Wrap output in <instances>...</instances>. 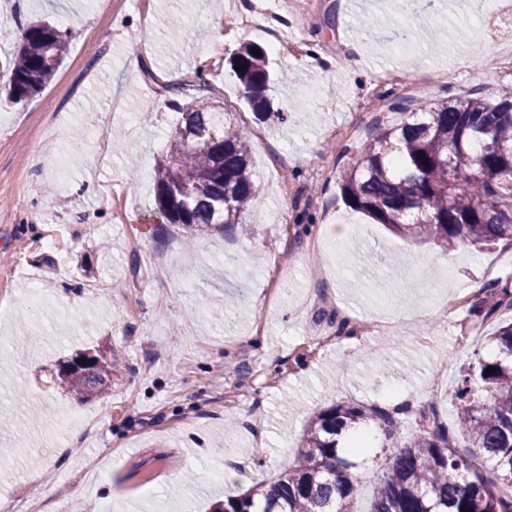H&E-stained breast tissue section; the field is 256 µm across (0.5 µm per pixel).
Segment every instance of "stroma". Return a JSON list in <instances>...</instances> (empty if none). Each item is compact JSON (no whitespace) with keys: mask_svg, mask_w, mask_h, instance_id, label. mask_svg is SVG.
<instances>
[{"mask_svg":"<svg viewBox=\"0 0 512 512\" xmlns=\"http://www.w3.org/2000/svg\"><path fill=\"white\" fill-rule=\"evenodd\" d=\"M253 3L0 0V61L31 17L70 32L41 93L0 95V512H209L278 474L335 403L397 416L401 441L424 411L453 426L464 367L512 322V308H489L512 284L511 242L444 253L341 194L348 151L375 124L512 87V0H435L430 14L404 0H282L258 31L238 23ZM249 44L266 52L284 121L257 120L243 98L230 60ZM171 73L202 78L231 112L260 188L248 232L215 230L190 250L154 217V159L187 100L156 85ZM224 252L234 267L217 262ZM94 349L120 353L111 390L86 401L53 382ZM235 462L241 481L215 479Z\"/></svg>","mask_w":512,"mask_h":512,"instance_id":"obj_1","label":"stroma"}]
</instances>
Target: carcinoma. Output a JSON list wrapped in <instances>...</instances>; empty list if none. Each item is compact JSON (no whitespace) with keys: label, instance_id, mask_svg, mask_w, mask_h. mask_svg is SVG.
I'll return each mask as SVG.
<instances>
[{"label":"carcinoma","instance_id":"cac0c4a2","mask_svg":"<svg viewBox=\"0 0 512 512\" xmlns=\"http://www.w3.org/2000/svg\"><path fill=\"white\" fill-rule=\"evenodd\" d=\"M70 31L45 20L24 28L6 60L8 98L20 103L56 76ZM243 96L269 111L270 75L260 46L233 57ZM179 107L181 122L154 167L157 217L190 234L244 225L256 201L247 141L203 96ZM189 181L188 198L181 195ZM342 194L356 210L406 237L442 251L459 242L484 250L512 241V89L494 103L454 97L418 108L395 126L377 125L351 158ZM496 352L478 359L455 391V430L489 464L486 476L455 450L454 434L422 416L407 441L383 448L372 512H512V323L492 336ZM114 353L93 354L76 369L59 368L61 385L86 399L112 386ZM495 371L489 375L484 371ZM394 436L396 421L377 407L338 403L316 413L295 459L250 491L212 504L210 512H351L359 491V456L371 431Z\"/></svg>","mask_w":512,"mask_h":512}]
</instances>
